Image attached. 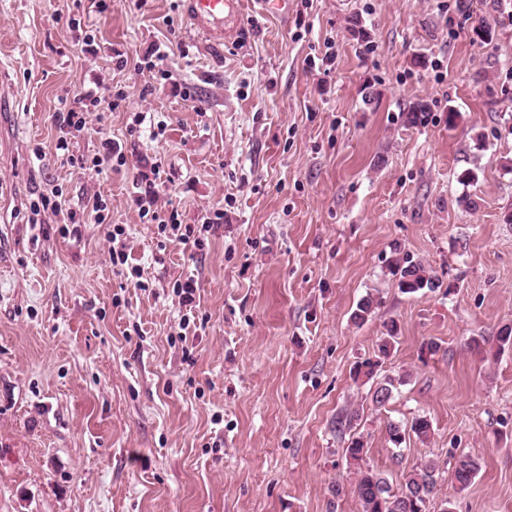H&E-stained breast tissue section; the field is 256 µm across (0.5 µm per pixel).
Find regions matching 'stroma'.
<instances>
[{"mask_svg":"<svg viewBox=\"0 0 512 512\" xmlns=\"http://www.w3.org/2000/svg\"><path fill=\"white\" fill-rule=\"evenodd\" d=\"M241 2L236 33L209 39L186 0H0V512H361L336 430L358 406L392 486L429 460L444 479L476 461L429 512L446 497L512 512V350L467 346L512 325V0H290L284 17ZM100 84L126 99L73 151L117 146L126 163L96 176L54 143ZM417 101L428 115L411 127ZM140 111L154 125L130 130ZM156 162L163 208L219 216L203 250L142 219L134 181ZM41 196L64 200L77 233L29 224ZM113 224L144 289L110 261ZM397 248L441 288L401 293ZM187 279L190 311L172 290ZM369 294L379 305L355 325ZM188 312L203 326L182 328ZM392 320L379 373L397 384L377 408L352 372ZM418 415L433 433L395 464L386 426ZM476 470L477 465L472 459L461 457L456 462L454 470L452 471V483L459 490L467 488L471 484Z\"/></svg>","mask_w":512,"mask_h":512,"instance_id":"35a3bbf8","label":"stroma"}]
</instances>
